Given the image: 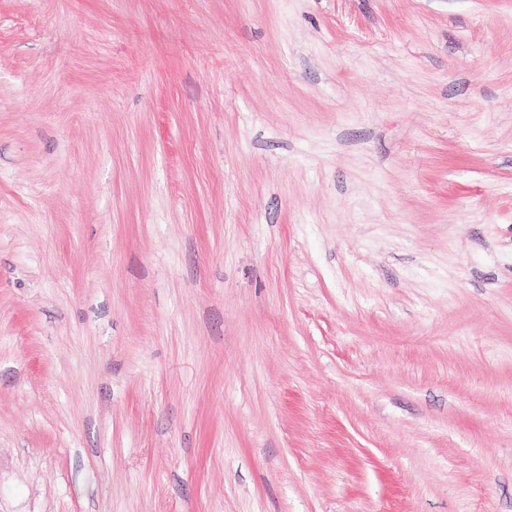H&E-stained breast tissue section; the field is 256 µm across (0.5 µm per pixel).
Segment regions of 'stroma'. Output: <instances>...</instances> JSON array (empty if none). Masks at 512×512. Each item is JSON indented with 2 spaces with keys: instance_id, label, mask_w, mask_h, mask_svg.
<instances>
[{
  "instance_id": "stroma-1",
  "label": "stroma",
  "mask_w": 512,
  "mask_h": 512,
  "mask_svg": "<svg viewBox=\"0 0 512 512\" xmlns=\"http://www.w3.org/2000/svg\"><path fill=\"white\" fill-rule=\"evenodd\" d=\"M0 512H512V0H0Z\"/></svg>"
}]
</instances>
